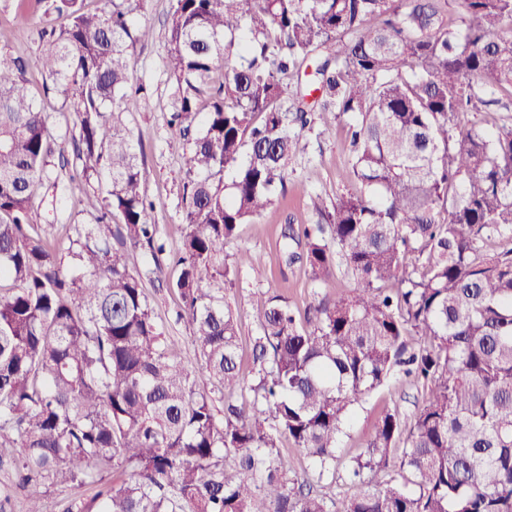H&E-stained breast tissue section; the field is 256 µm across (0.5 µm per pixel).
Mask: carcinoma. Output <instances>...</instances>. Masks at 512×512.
<instances>
[{
  "instance_id": "1",
  "label": "carcinoma",
  "mask_w": 512,
  "mask_h": 512,
  "mask_svg": "<svg viewBox=\"0 0 512 512\" xmlns=\"http://www.w3.org/2000/svg\"><path fill=\"white\" fill-rule=\"evenodd\" d=\"M48 9L64 23L39 29L36 57L0 56V459L18 484L97 488L61 512H512V247L479 250L512 241V125L459 123L512 97V0H172L168 124L189 178L169 288L194 368L127 263L131 247L164 251L119 109L152 30L130 0ZM311 64L320 100L288 103ZM31 68L74 100L83 177L107 179L87 200L94 223L67 236L76 273L34 223L35 186L63 150ZM312 112L352 118L339 179L359 187L313 198L321 222L287 225L281 259L314 283L342 262L354 287L304 321L272 290L247 372L235 311L206 284L243 265L265 276L246 251L225 263L224 245L285 195ZM396 371L421 407L409 423L384 412L342 459L352 413ZM284 439L308 469L288 468ZM338 479L354 488L339 502L325 492Z\"/></svg>"
}]
</instances>
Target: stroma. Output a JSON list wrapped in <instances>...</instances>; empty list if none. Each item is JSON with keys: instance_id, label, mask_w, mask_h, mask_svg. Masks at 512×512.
<instances>
[{"instance_id": "obj_1", "label": "stroma", "mask_w": 512, "mask_h": 512, "mask_svg": "<svg viewBox=\"0 0 512 512\" xmlns=\"http://www.w3.org/2000/svg\"><path fill=\"white\" fill-rule=\"evenodd\" d=\"M170 7L171 0H143L141 9L135 11V21L151 26L153 36L147 43L137 46L132 60L131 78L134 85L140 86V93L119 103L122 116L133 132L136 150L145 154L147 177L144 188L153 204L150 221L158 225L165 252L169 255L178 251L186 231L181 194L188 151L167 124L172 109V88L164 59L168 49L165 22ZM26 10L29 14L27 24H18L16 0H0V54L31 58L39 53L37 32L50 16L41 0H30ZM30 79L34 92L45 95L43 104L51 114L54 136L62 147H70L75 133L71 99L55 91L44 92L45 77L40 72H31ZM346 124V118L336 117L332 112L314 114L313 126L301 142V151L288 167L284 198L254 222L243 225L240 236L224 248L226 257H233L237 250L244 249L253 260L252 266L239 269L233 286L226 290L240 325L244 365L252 363L250 339L257 329L255 315L265 304L270 289H279L303 313L310 305L334 299L338 292L353 285L352 275L345 265H337L334 277L327 284L317 286L309 279L304 265H284L279 256L284 224L291 221L315 223L316 217L310 208L311 196L318 194L332 199L341 191L338 172L348 161ZM105 194V182L89 183L77 175L74 167L51 165L35 190L37 221L54 225L61 231L91 223L85 199L90 195L102 197ZM129 265L133 271L142 273L145 293L166 334L180 342L181 359L186 364H196L199 356L190 339L189 325L178 318V299L168 286L176 275L172 265H163L161 273H152L151 255L141 248L130 249ZM256 265L267 270L268 279L255 278L252 268ZM421 403L422 396L412 380L396 375L358 408L342 440L341 455L347 458L363 451L367 437L385 410L398 409L409 421ZM3 487L12 491L13 512H26L28 500L33 496L42 498L47 512H58L59 502H87L95 493L94 487L89 485L17 488L14 471L6 463L0 465V488Z\"/></svg>"}]
</instances>
